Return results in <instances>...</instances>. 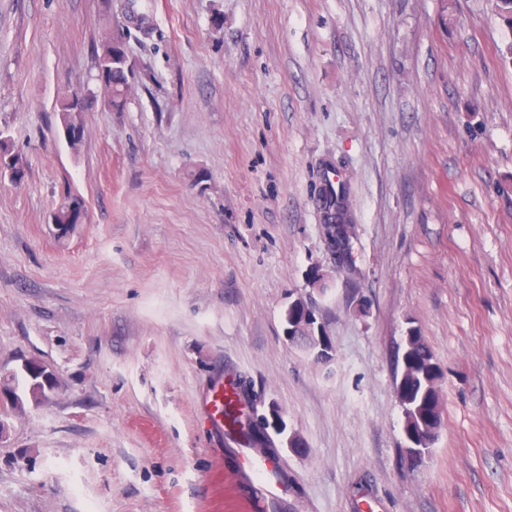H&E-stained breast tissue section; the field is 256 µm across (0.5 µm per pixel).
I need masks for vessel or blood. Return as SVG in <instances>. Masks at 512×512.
<instances>
[{"label":"vessel or blood","mask_w":512,"mask_h":512,"mask_svg":"<svg viewBox=\"0 0 512 512\" xmlns=\"http://www.w3.org/2000/svg\"><path fill=\"white\" fill-rule=\"evenodd\" d=\"M224 388L223 380H216L213 392L205 399L203 408L214 432L224 435L226 444L232 445L234 455L239 457L249 456L250 463L242 467L240 478L250 484L254 482L259 483L260 499L257 506L261 508L262 512H265L266 508H269L282 498L286 485L279 469L269 456L259 452L257 449L247 447L245 444L235 443L233 437L225 436L223 405L220 399V394Z\"/></svg>","instance_id":"obj_1"}]
</instances>
